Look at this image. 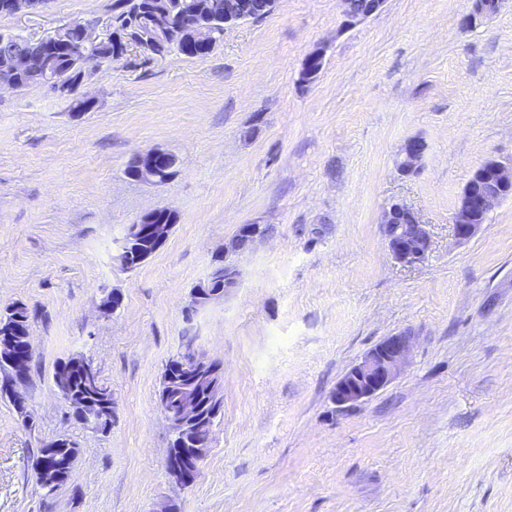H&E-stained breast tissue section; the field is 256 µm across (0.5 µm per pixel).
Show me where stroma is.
Returning <instances> with one entry per match:
<instances>
[{"instance_id": "35a3bbf8", "label": "stroma", "mask_w": 512, "mask_h": 512, "mask_svg": "<svg viewBox=\"0 0 512 512\" xmlns=\"http://www.w3.org/2000/svg\"><path fill=\"white\" fill-rule=\"evenodd\" d=\"M470 5L387 0L349 25L342 0H277L204 60L131 53L89 75L79 113L44 85L0 92V307L31 312L34 365L33 428L0 397V512H512V198L472 239L452 228L472 170L512 161V0L475 28ZM111 17L112 0H49L0 14V31ZM412 138L426 150L406 177ZM153 148L176 174L128 179ZM392 201L428 226L420 263L388 248ZM158 208L176 218L168 239L122 270L116 241ZM243 224L270 231L239 257L237 288L192 308ZM187 328L224 367V407L183 487L158 390ZM397 334L410 347L392 383L337 407L339 377ZM76 355L112 391L108 432L54 387ZM58 438L79 456L47 497L33 460ZM424 145L419 140H408L401 150L400 171L405 176L417 175L420 171Z\"/></svg>"}]
</instances>
